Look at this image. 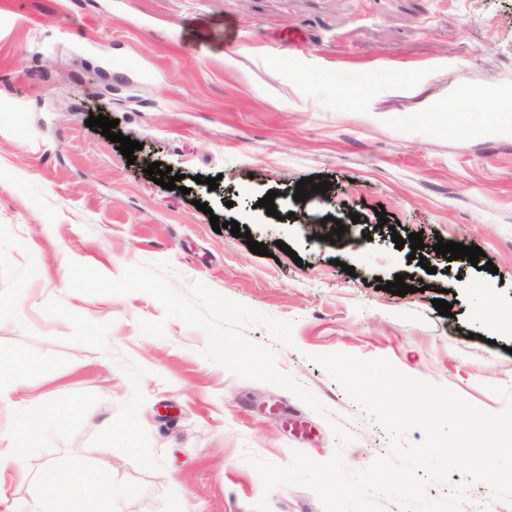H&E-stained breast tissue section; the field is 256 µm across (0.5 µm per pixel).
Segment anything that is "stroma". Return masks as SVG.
I'll return each instance as SVG.
<instances>
[{
	"instance_id": "1",
	"label": "stroma",
	"mask_w": 512,
	"mask_h": 512,
	"mask_svg": "<svg viewBox=\"0 0 512 512\" xmlns=\"http://www.w3.org/2000/svg\"><path fill=\"white\" fill-rule=\"evenodd\" d=\"M0 16V454L23 411L55 395L61 418L33 456L82 460L114 490L73 512H255L264 497L270 512H324L306 487L265 491L251 464L338 453L353 473L389 456L386 431L320 354L384 358L505 409L512 129L490 100L447 106L471 88L512 91V0H0ZM92 114L140 143L135 162L87 127ZM154 162L181 189L155 184ZM311 176L327 193L296 201ZM271 191L273 217L258 205ZM214 215L267 255L215 232ZM328 216L341 241H325ZM417 232L418 260L392 241ZM441 239L480 247L495 272L437 254ZM160 261L184 295L201 282L292 322L289 347L265 325L241 331L274 346L321 410L206 358V334L146 293L69 287L73 262L116 278ZM398 275L412 293L378 289ZM144 320L164 321L163 336ZM463 485L461 512H512L460 471L425 497ZM46 495L35 470L0 472V512Z\"/></svg>"
}]
</instances>
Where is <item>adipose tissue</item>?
Returning <instances> with one entry per match:
<instances>
[{
	"label": "adipose tissue",
	"instance_id": "ef3b65f1",
	"mask_svg": "<svg viewBox=\"0 0 512 512\" xmlns=\"http://www.w3.org/2000/svg\"><path fill=\"white\" fill-rule=\"evenodd\" d=\"M59 410L52 399L40 400L28 416L20 422L19 449L11 456L0 455V471L11 468H26L31 464L30 448L36 441L43 425L58 421ZM80 461H73L70 469L62 470L49 460L38 466V478L49 492V499L43 506L46 512H67L66 503L70 500L91 497H109L111 489L93 482L82 473Z\"/></svg>",
	"mask_w": 512,
	"mask_h": 512
}]
</instances>
